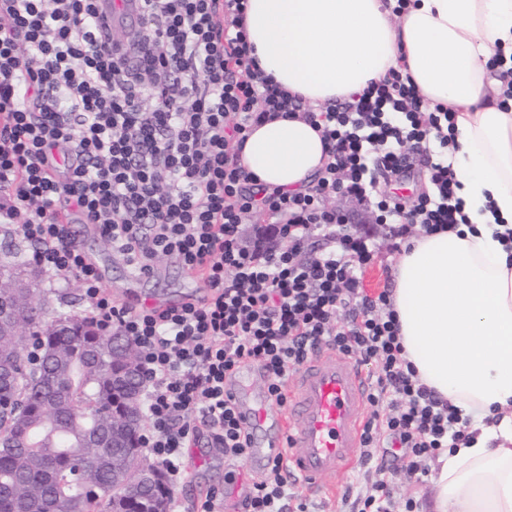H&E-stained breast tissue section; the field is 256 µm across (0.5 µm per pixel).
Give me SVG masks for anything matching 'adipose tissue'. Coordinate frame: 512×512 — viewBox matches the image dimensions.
I'll return each mask as SVG.
<instances>
[{
  "label": "adipose tissue",
  "mask_w": 512,
  "mask_h": 512,
  "mask_svg": "<svg viewBox=\"0 0 512 512\" xmlns=\"http://www.w3.org/2000/svg\"><path fill=\"white\" fill-rule=\"evenodd\" d=\"M248 0L262 76L312 108L408 73L426 109L451 112L444 157L466 223L418 234L392 304L420 382L467 419L468 441L433 462L424 512H512V108L491 59L512 56V0ZM267 191H303L328 161L305 118L253 126L241 151Z\"/></svg>",
  "instance_id": "1"
}]
</instances>
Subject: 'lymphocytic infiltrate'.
Listing matches in <instances>:
<instances>
[{"label":"lymphocytic infiltrate","instance_id":"1","mask_svg":"<svg viewBox=\"0 0 512 512\" xmlns=\"http://www.w3.org/2000/svg\"><path fill=\"white\" fill-rule=\"evenodd\" d=\"M101 0H0V217L32 261L77 277L84 313L131 340L144 376L142 442L179 486L184 448L201 437L239 471L247 436L228 395L256 367L285 407L291 371L327 345L370 369L361 463L408 470L464 441L451 404L414 377L389 291L367 294L369 238L329 208L342 194L377 222L435 233L466 221L447 163L433 193L404 201L380 184L408 176L415 154L447 147L448 112H425L410 77L391 74L323 112L303 107L255 70L246 0H140L141 23L116 35L99 25ZM302 113L329 144L312 189L267 192L240 162L252 126ZM269 224L244 244L242 225ZM95 225L131 268L163 257L198 271L201 302L133 311L114 299L63 217ZM327 247L315 246V238ZM243 512H307L274 460Z\"/></svg>","mask_w":512,"mask_h":512}]
</instances>
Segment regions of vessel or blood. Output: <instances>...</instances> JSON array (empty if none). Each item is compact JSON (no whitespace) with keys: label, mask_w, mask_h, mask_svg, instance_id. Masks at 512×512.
<instances>
[{"label":"vessel or blood","mask_w":512,"mask_h":512,"mask_svg":"<svg viewBox=\"0 0 512 512\" xmlns=\"http://www.w3.org/2000/svg\"><path fill=\"white\" fill-rule=\"evenodd\" d=\"M138 0H104L102 14L112 25L133 28L139 19ZM199 275L187 272L185 291L172 297L137 298V305L165 306L196 302L194 284ZM287 412L271 408L265 390L256 388L255 373L243 369L233 397L241 424L251 436L249 465L264 468L275 456L287 459L310 489L350 470L358 456L360 434L366 419L367 386L353 361L325 350L294 374Z\"/></svg>","instance_id":"b4317fda"}]
</instances>
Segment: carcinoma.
<instances>
[{
	"mask_svg": "<svg viewBox=\"0 0 512 512\" xmlns=\"http://www.w3.org/2000/svg\"><path fill=\"white\" fill-rule=\"evenodd\" d=\"M41 343L42 370L25 364L23 328ZM126 343L86 316L65 309L44 323H12V306L0 301V352L11 351L13 374L0 373V400L16 414L0 425V512H157L171 502L167 484L126 495L124 471H112V412L128 383L114 347Z\"/></svg>",
	"mask_w": 512,
	"mask_h": 512,
	"instance_id": "1",
	"label": "carcinoma"
}]
</instances>
